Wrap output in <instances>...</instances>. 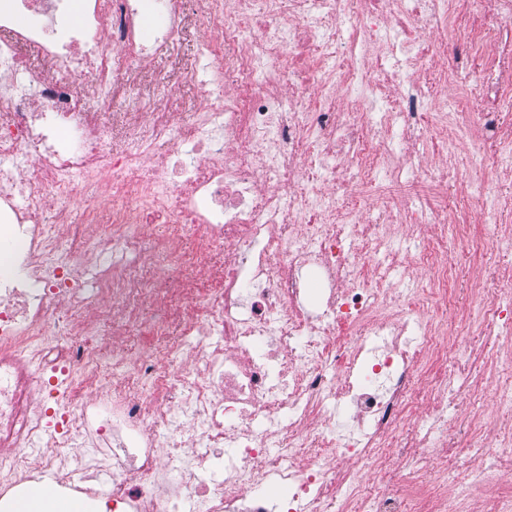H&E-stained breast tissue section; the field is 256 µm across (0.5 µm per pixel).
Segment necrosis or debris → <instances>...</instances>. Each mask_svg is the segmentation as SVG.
<instances>
[{
	"label": "necrosis or debris",
	"mask_w": 512,
	"mask_h": 512,
	"mask_svg": "<svg viewBox=\"0 0 512 512\" xmlns=\"http://www.w3.org/2000/svg\"><path fill=\"white\" fill-rule=\"evenodd\" d=\"M70 8L0 0V512L48 471L61 496L172 512L174 468L203 512H448L477 489L484 512H512L491 469L449 473L475 438L414 427L417 378L448 387L433 370L456 331L448 283L480 249L461 206L483 201L487 235L512 242V0H83L77 26ZM190 15L222 35L204 43L203 107L154 110L112 156L104 114L129 108L126 76ZM158 142L168 153H150ZM430 148L471 160L506 150L496 193L425 163ZM151 213L168 231L149 243ZM392 224L435 230L411 260L430 280L395 297L353 250L386 246ZM492 278L480 314L506 338L497 403L511 412L512 311L498 300L512 297V260ZM88 287L98 318L121 317L167 364L123 355L92 322L56 319L89 306ZM107 365L121 376L101 378ZM185 426L203 454L171 451ZM435 440L446 453L432 499L426 484L399 481L385 451ZM227 441L243 466L198 483L208 449ZM85 443L96 462L78 454ZM273 483L289 490L275 511Z\"/></svg>",
	"instance_id": "4bbe7bcc"
}]
</instances>
